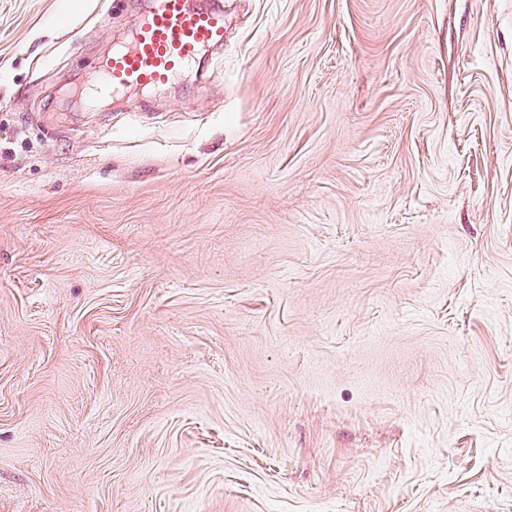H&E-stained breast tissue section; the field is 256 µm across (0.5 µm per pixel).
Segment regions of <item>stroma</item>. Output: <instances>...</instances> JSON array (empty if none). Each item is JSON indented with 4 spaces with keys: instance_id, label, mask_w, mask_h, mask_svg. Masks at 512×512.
<instances>
[{
    "instance_id": "35a3bbf8",
    "label": "stroma",
    "mask_w": 512,
    "mask_h": 512,
    "mask_svg": "<svg viewBox=\"0 0 512 512\" xmlns=\"http://www.w3.org/2000/svg\"><path fill=\"white\" fill-rule=\"evenodd\" d=\"M0 0V512H512V0ZM224 46L222 0H149L126 44L98 67L96 96L135 93L170 83Z\"/></svg>"
}]
</instances>
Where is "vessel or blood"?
<instances>
[{"label": "vessel or blood", "instance_id": "1", "mask_svg": "<svg viewBox=\"0 0 512 512\" xmlns=\"http://www.w3.org/2000/svg\"><path fill=\"white\" fill-rule=\"evenodd\" d=\"M223 45V0H149L127 43L100 63L94 93L127 94L168 84Z\"/></svg>", "mask_w": 512, "mask_h": 512}]
</instances>
